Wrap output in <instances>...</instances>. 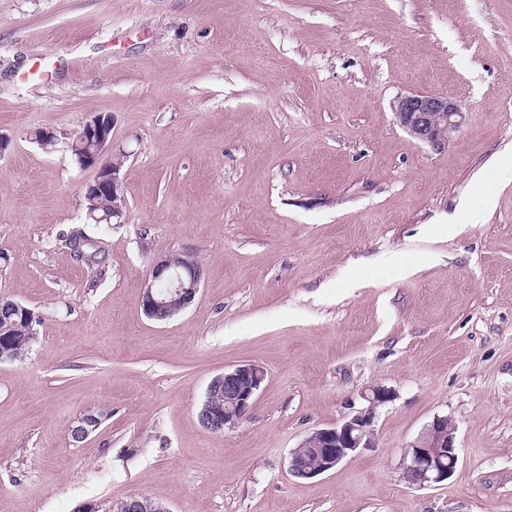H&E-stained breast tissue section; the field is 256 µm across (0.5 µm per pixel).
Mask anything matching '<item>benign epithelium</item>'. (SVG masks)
I'll use <instances>...</instances> for the list:
<instances>
[{
    "label": "benign epithelium",
    "instance_id": "7a95c632",
    "mask_svg": "<svg viewBox=\"0 0 512 512\" xmlns=\"http://www.w3.org/2000/svg\"><path fill=\"white\" fill-rule=\"evenodd\" d=\"M394 120L418 141L435 150L448 147L467 119L465 106L431 92H410L393 104ZM81 169L97 170L86 185L84 197L92 200L106 194L111 199L107 211L94 216L98 224L122 223L127 209L125 187L120 177L121 162L108 161L112 154V118L97 114L77 131L69 142ZM202 282V269L192 258L177 264L167 254L156 256L142 295L144 314L154 321H166L172 311L184 310L195 300ZM266 377L264 369L252 363L240 364L216 376L208 388L224 387L226 403L220 407L204 400L199 410L202 424L215 432L235 428L245 417ZM392 398L386 389L374 387L364 395L367 406L329 428L307 436L291 452L289 470L296 477L314 478L368 445L373 435L377 408ZM95 413L87 411L76 418V434L86 440L98 425ZM314 453L310 465L304 451ZM455 427L446 416L435 417L407 447L403 469L409 482L418 485L440 483L452 475L458 464Z\"/></svg>",
    "mask_w": 512,
    "mask_h": 512
}]
</instances>
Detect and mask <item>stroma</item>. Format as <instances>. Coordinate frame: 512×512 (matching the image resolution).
Listing matches in <instances>:
<instances>
[{
    "mask_svg": "<svg viewBox=\"0 0 512 512\" xmlns=\"http://www.w3.org/2000/svg\"><path fill=\"white\" fill-rule=\"evenodd\" d=\"M413 91L466 105L447 149L396 124ZM96 114L125 156L108 228L67 148ZM0 137V298L41 319L0 362V512H512V0H0ZM160 253L203 269L166 322L141 307ZM245 363L246 417L207 430L208 383ZM373 387L371 446L293 477ZM437 416L457 467L411 484ZM90 239H92V238H90L82 228L75 227V228H72L70 234L67 236V238L65 240V244L67 245V247L70 250H71V248H73V250L76 253L79 252L78 247H77V245L79 243L82 244V248L84 251H85V248L93 249V251L91 252V255H90L91 256L90 261L92 263H94L95 265L100 266L104 259L105 249L101 245L100 241H95L96 248H92L93 243H86ZM97 255H99V257H97ZM78 256H80L79 253H78Z\"/></svg>",
    "mask_w": 512,
    "mask_h": 512,
    "instance_id": "obj_1",
    "label": "stroma"
}]
</instances>
